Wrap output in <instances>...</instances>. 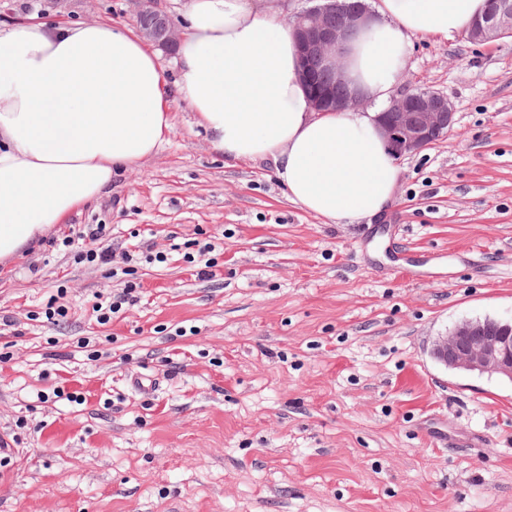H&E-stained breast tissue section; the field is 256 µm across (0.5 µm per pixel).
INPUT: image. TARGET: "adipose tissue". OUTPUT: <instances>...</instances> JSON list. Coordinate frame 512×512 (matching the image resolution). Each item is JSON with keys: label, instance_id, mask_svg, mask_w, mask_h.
Listing matches in <instances>:
<instances>
[{"label": "adipose tissue", "instance_id": "adipose-tissue-1", "mask_svg": "<svg viewBox=\"0 0 512 512\" xmlns=\"http://www.w3.org/2000/svg\"><path fill=\"white\" fill-rule=\"evenodd\" d=\"M344 76L374 111H313L294 37L276 0H190L168 88L157 55L107 23L0 28V261L40 246L118 171L153 156L172 98L196 111L225 160H272L288 200L333 224L375 217L401 169L375 120L393 96L413 35L467 28L484 0H364Z\"/></svg>", "mask_w": 512, "mask_h": 512}]
</instances>
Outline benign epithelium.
I'll return each mask as SVG.
<instances>
[{
	"label": "benign epithelium",
	"mask_w": 512,
	"mask_h": 512,
	"mask_svg": "<svg viewBox=\"0 0 512 512\" xmlns=\"http://www.w3.org/2000/svg\"><path fill=\"white\" fill-rule=\"evenodd\" d=\"M136 15L152 13L154 23L140 32L147 40L162 47H172L178 37L168 15L157 0H134ZM329 8L321 6L299 13L291 28L300 52L302 77L308 86L314 111H339L357 108L364 99L353 93L342 97L319 86L314 79L311 60L320 57L341 70L340 53L347 33L365 25L363 9L347 6L343 20L327 24ZM475 43L512 37V0H496L494 7L467 29ZM377 121L396 156L417 152L448 136L455 122V112L448 98L427 89H412L392 97L390 105L378 113ZM434 359L458 371L497 375L512 381V320L486 318L457 324L448 334L438 337L432 349Z\"/></svg>",
	"instance_id": "obj_1"
}]
</instances>
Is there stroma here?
<instances>
[{
  "label": "stroma",
  "mask_w": 512,
  "mask_h": 512,
  "mask_svg": "<svg viewBox=\"0 0 512 512\" xmlns=\"http://www.w3.org/2000/svg\"><path fill=\"white\" fill-rule=\"evenodd\" d=\"M41 21L137 27L131 0H0ZM397 87L455 124L379 216L307 213L177 97L167 142L68 218L164 255L135 305L98 324L121 277L46 245L0 264V512H512V382L431 355L512 318V38L412 37ZM207 242L211 279L185 260Z\"/></svg>",
  "instance_id": "35a3bbf8"
}]
</instances>
